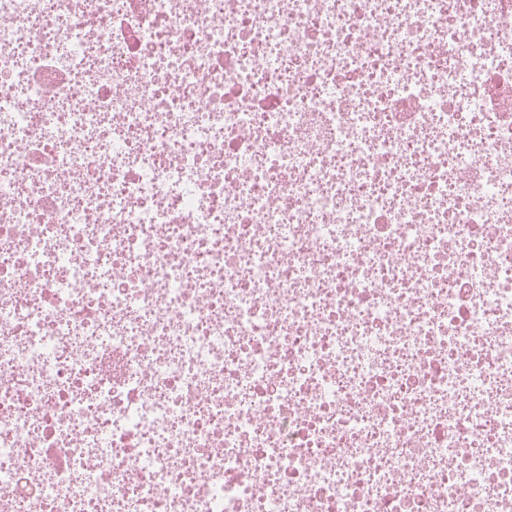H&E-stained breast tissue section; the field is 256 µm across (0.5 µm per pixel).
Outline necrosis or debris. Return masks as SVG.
<instances>
[{"label":"necrosis or debris","mask_w":512,"mask_h":512,"mask_svg":"<svg viewBox=\"0 0 512 512\" xmlns=\"http://www.w3.org/2000/svg\"><path fill=\"white\" fill-rule=\"evenodd\" d=\"M0 512H512V0H0Z\"/></svg>","instance_id":"4bbe7bcc"}]
</instances>
